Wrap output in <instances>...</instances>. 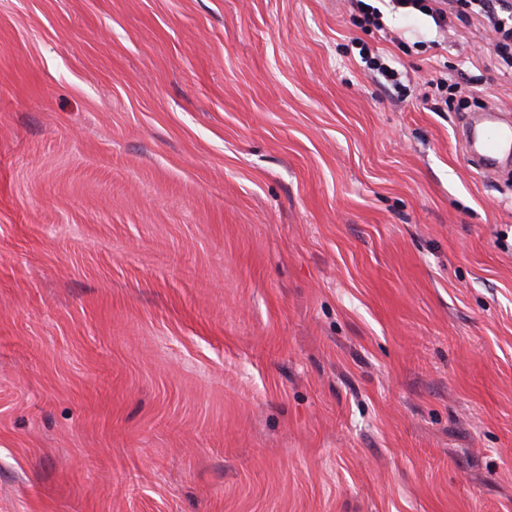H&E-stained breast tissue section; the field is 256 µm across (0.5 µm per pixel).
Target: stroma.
Returning a JSON list of instances; mask_svg holds the SVG:
<instances>
[{
	"instance_id": "obj_1",
	"label": "stroma",
	"mask_w": 512,
	"mask_h": 512,
	"mask_svg": "<svg viewBox=\"0 0 512 512\" xmlns=\"http://www.w3.org/2000/svg\"><path fill=\"white\" fill-rule=\"evenodd\" d=\"M367 2L0 0V512H512V76ZM493 128H477L472 127L470 130V140L472 146L478 156L484 161L486 166H493L497 155L500 153L501 140L506 137L509 141L512 140V130H498L495 132H488Z\"/></svg>"
}]
</instances>
